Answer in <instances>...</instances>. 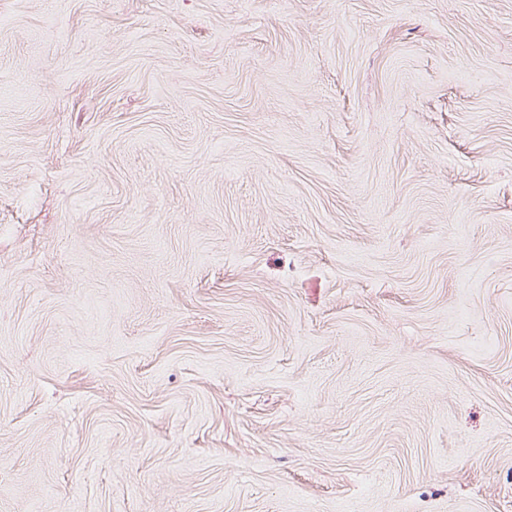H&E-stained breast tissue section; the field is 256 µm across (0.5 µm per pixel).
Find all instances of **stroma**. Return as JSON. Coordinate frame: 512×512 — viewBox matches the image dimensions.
Listing matches in <instances>:
<instances>
[{"label": "stroma", "instance_id": "obj_1", "mask_svg": "<svg viewBox=\"0 0 512 512\" xmlns=\"http://www.w3.org/2000/svg\"><path fill=\"white\" fill-rule=\"evenodd\" d=\"M0 512H512V0H0Z\"/></svg>", "mask_w": 512, "mask_h": 512}]
</instances>
